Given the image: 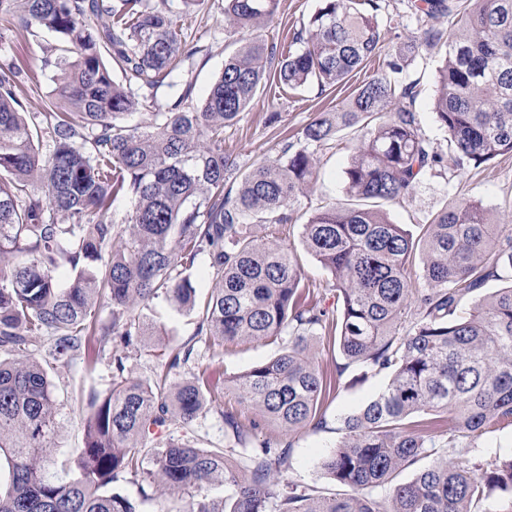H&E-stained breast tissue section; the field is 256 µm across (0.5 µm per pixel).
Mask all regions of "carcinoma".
Here are the masks:
<instances>
[{
  "instance_id": "cac0c4a2",
  "label": "carcinoma",
  "mask_w": 512,
  "mask_h": 512,
  "mask_svg": "<svg viewBox=\"0 0 512 512\" xmlns=\"http://www.w3.org/2000/svg\"><path fill=\"white\" fill-rule=\"evenodd\" d=\"M182 4L175 13L167 0H0V20L55 36L45 52L62 108L20 95V71L0 67V512H137L114 489L123 474L159 498L188 493L184 512H476L497 492L493 512H512V456H470L512 426V211L499 220L460 197L415 233L380 210L442 175L443 155L413 110L417 83L401 78L418 43L233 188L224 127L270 82L284 92L347 83L384 39L382 0H320L295 49L251 38L202 100L188 84L151 125H130L125 117L199 52L185 39L195 0ZM277 6L225 0L224 27L257 30ZM409 9L420 23L457 18L422 36L443 53L432 110L457 169L511 154L512 0H411ZM346 129L356 139L343 171L350 203L300 224L293 202ZM120 197L132 210L116 224L107 212ZM297 228L333 276V315L321 306L328 290L306 279L286 245ZM201 254L216 274L202 301L192 281ZM61 266L74 273L66 288ZM492 281L502 286L482 294ZM161 296L197 312V335L212 345L278 347L227 383L290 437L326 427L323 406L345 371L356 368L358 381L389 373L341 418L321 461L340 491L325 497L288 480L293 442L253 446L258 423L229 408L224 447L178 438L217 396L201 365L170 382L191 346L165 353L152 381L127 370L124 350L150 330L138 308ZM102 301L109 323L98 318ZM92 337L115 346L112 387L87 397L81 454L57 461L47 366L69 364ZM317 337L338 353L335 370L311 352ZM41 338L50 341L42 362L29 356ZM219 483L230 490L222 503L208 495Z\"/></svg>"
}]
</instances>
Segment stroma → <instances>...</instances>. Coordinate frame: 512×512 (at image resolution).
Listing matches in <instances>:
<instances>
[{
	"label": "stroma",
	"instance_id": "1",
	"mask_svg": "<svg viewBox=\"0 0 512 512\" xmlns=\"http://www.w3.org/2000/svg\"><path fill=\"white\" fill-rule=\"evenodd\" d=\"M319 0H279L271 21L259 28L258 38L281 45L289 44L315 12ZM380 23L385 33L383 42L366 67L347 84L335 91L319 92L311 86L288 96L269 91L260 92L251 105L240 114L234 124L224 129V153L234 160L240 171L253 164L275 157L284 139L300 132L319 113L337 109L349 99L352 91L364 80L385 69L397 46L420 35L418 22L410 15L408 0H383ZM51 37L44 32L24 35H4L0 38V65L9 63L21 67L30 77L29 86L34 97L44 102L54 99L53 68L46 65L44 47ZM191 46L198 52L191 62L174 72L166 83L154 92L151 105L139 108L128 116V124L148 125L153 115L165 111L177 100L185 84H192L194 96H202L224 68L226 56L241 47L236 36L224 30V0H198L194 7V20L188 32ZM442 54L429 47H420L415 59L405 68L402 77L417 82L419 94L414 109L424 135L439 149L447 147V134L435 122L431 101L436 89V76ZM281 115L278 126L269 125V113ZM350 131L339 133L332 149L321 156V178L312 192L299 195L294 204L302 217H310L319 207L327 204H346L342 171L353 151ZM446 174L426 177L416 187L412 197L390 206L389 215L398 224L416 227L428 223L432 215L450 203L456 196L467 193L491 207L494 214L512 209V154L497 157L486 166L457 171L452 156L444 158ZM148 320L160 324L162 331L151 340H141L129 347L127 367L133 376L154 379L161 369V351L164 348L194 346V356L208 365L215 383L247 371L253 364L273 357L277 349L254 342L229 343L222 347H208L198 341L195 333L196 313L180 311L165 299L159 298L143 310ZM58 403L56 433L52 440L59 456L76 457L84 446L81 400L89 390H106L112 383V349H90L86 359L70 365H55L49 371ZM386 373L352 384L341 380L335 399L328 404L325 414L326 429H304L294 435L290 480L334 492L335 486L321 468L322 458L334 448L339 435L336 427L341 417L356 412L376 396L387 382ZM234 409L243 419L255 418L256 413L247 404L238 401L232 393H225L221 402L207 406L197 422L193 439L198 447L209 448L224 442L225 409ZM139 512H182L186 494L175 492L165 498L148 496L140 478L128 475L117 485Z\"/></svg>",
	"mask_w": 512,
	"mask_h": 512
}]
</instances>
